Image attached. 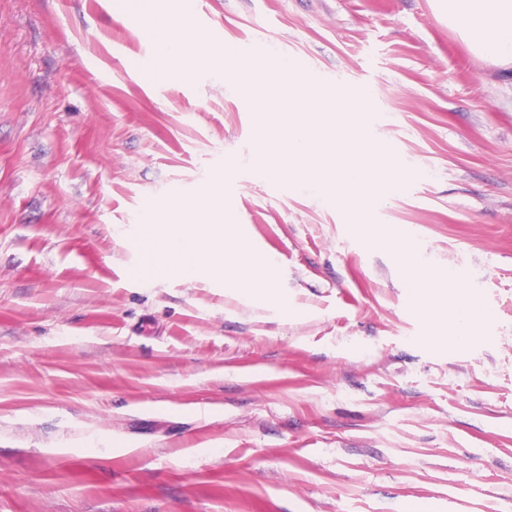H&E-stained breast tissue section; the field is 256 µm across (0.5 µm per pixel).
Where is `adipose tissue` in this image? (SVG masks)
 <instances>
[{"instance_id": "obj_1", "label": "adipose tissue", "mask_w": 512, "mask_h": 512, "mask_svg": "<svg viewBox=\"0 0 512 512\" xmlns=\"http://www.w3.org/2000/svg\"><path fill=\"white\" fill-rule=\"evenodd\" d=\"M448 19L460 25L464 38L483 57L512 65V0H448ZM397 260L405 268V288L415 297L439 301L435 318L444 327L440 342L467 348L477 325L491 319V309L471 294L449 297L444 290L447 271L424 267L409 242L401 243Z\"/></svg>"}]
</instances>
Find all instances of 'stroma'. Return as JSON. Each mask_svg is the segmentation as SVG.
<instances>
[{
    "instance_id": "stroma-1",
    "label": "stroma",
    "mask_w": 512,
    "mask_h": 512,
    "mask_svg": "<svg viewBox=\"0 0 512 512\" xmlns=\"http://www.w3.org/2000/svg\"><path fill=\"white\" fill-rule=\"evenodd\" d=\"M202 40L268 41L406 163L370 205L246 174L258 115L168 76L120 0H0V512H512V68L445 0H206ZM231 183L289 317L194 275L143 284L121 232ZM492 310L440 347L396 250Z\"/></svg>"
}]
</instances>
